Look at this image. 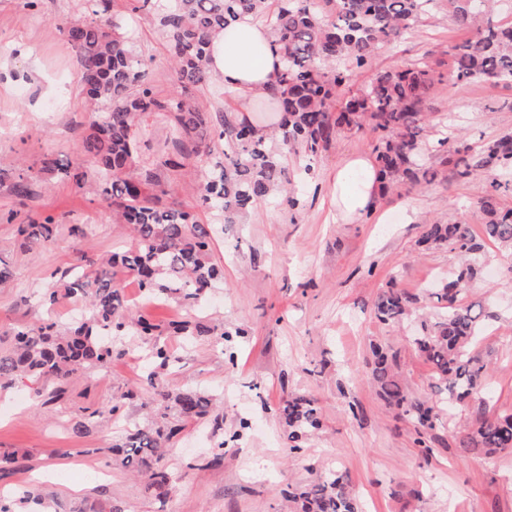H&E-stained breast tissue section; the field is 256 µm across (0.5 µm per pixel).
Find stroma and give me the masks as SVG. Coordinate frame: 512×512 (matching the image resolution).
I'll return each mask as SVG.
<instances>
[{
  "instance_id": "obj_1",
  "label": "stroma",
  "mask_w": 512,
  "mask_h": 512,
  "mask_svg": "<svg viewBox=\"0 0 512 512\" xmlns=\"http://www.w3.org/2000/svg\"><path fill=\"white\" fill-rule=\"evenodd\" d=\"M110 13L128 24L130 46L145 60L157 95L174 93L178 74L158 17L129 15L127 0H110ZM86 16V0H37L32 7L0 0V213L50 216L58 226L50 246L34 248L15 224L0 223V259L8 270L0 281L2 351L14 327H35L46 318L40 299L74 266L78 252L102 255L132 242L108 203L91 200L86 186L68 176L80 163L75 146L89 134L92 112L61 27ZM465 37L440 14L378 50L367 68L352 74L349 87L360 88L378 69L427 65L439 76L428 94V141H452L462 132L480 151L512 133V88L448 81L453 48ZM169 136L167 113H148L138 136L141 163L169 150ZM373 137L368 126L338 137L309 173L301 157L288 155L296 205L265 201L241 223L216 231L213 255L224 276L196 310L171 301L148 308L162 324L199 319L226 332L222 341L167 339L176 360L162 372L160 386L222 395L224 414L220 435L179 418L182 431L160 462L175 481L172 494L157 499L112 450L126 424L147 423L150 411L134 400L126 402L122 422L103 413L129 389L150 388L140 359L148 344L136 337L126 338L123 355L105 368L83 372L62 401H43L53 387L49 380L0 387V450L16 457L0 469V494L37 495L38 512H90L99 503L123 512H293L284 489L332 469L348 477L359 512H512V452L468 455L458 444L463 427L484 412L512 409V274L506 271L512 254L486 243L487 263L467 294L485 313L486 328L474 346L489 366L484 401L442 411L421 438L377 398L370 370L371 344L386 346L399 357L409 395L432 397V368L410 342V327L378 322L373 301L392 286L418 297L419 311H426L429 290L458 257L446 247H419L423 226L464 221L480 230L488 182H452L443 174L434 184L376 199L357 221L337 220L336 168L369 153ZM47 159L56 161L57 171L42 173ZM207 163L195 157L183 170L160 169L158 177L164 204H180L209 225L218 217L200 209L192 188ZM22 164L37 173L24 200L15 192ZM74 224L88 225V236L72 237ZM293 393L314 396L322 413L320 429L297 453L288 450L278 412ZM221 438L223 463L191 468Z\"/></svg>"
}]
</instances>
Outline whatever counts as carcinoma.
Here are the masks:
<instances>
[{
    "mask_svg": "<svg viewBox=\"0 0 512 512\" xmlns=\"http://www.w3.org/2000/svg\"><path fill=\"white\" fill-rule=\"evenodd\" d=\"M134 15L153 14L167 39L181 90L167 98L157 96L147 79L146 64L134 55L120 22L107 17L109 0H89L90 18L64 26L76 48L80 81L94 104L90 133L78 146L82 162L105 183L106 199L119 219L131 226L129 248L104 259L80 254L79 264L44 294L43 304L53 309L62 298L88 302L87 317L62 331L48 318L37 327L17 326L11 346L0 352V384L22 379H52L48 401L57 402L67 386L89 367L112 361L106 336L132 332L150 343L146 354L147 379L153 381L174 356L164 336H224V331L190 320L162 327L143 314H135L123 292V280L136 278L150 299L166 298L186 309L199 306L204 292L221 278L212 260L213 233L189 212L175 206L160 207L165 189L153 168L137 167L138 126L148 112L171 115L172 142L181 157L200 152L211 157L201 171L202 203L221 213L226 224H238L260 201L278 199L295 204L294 189L285 158L298 154L306 169L327 150L337 136L358 131L369 123L377 132L370 147L382 192L395 184L412 188L432 184L439 171L423 160L425 129L429 126L427 92L435 75L424 66L388 68L372 75L355 93L345 92L353 70L364 67L380 47L413 31L441 10L456 26L470 33L454 47L453 81L483 80L512 87V21L499 15L498 0H130ZM241 14H251L271 29L281 53L272 90L280 121L261 133L251 123L224 120L211 124L200 103L183 91L206 85L213 36ZM224 142L213 155L211 140ZM440 164L457 180L492 178L493 192L480 201L484 215L482 235L465 222L425 225L419 245L449 246L461 265L448 280L429 293L433 313L420 321L412 343L433 368L437 393L446 401L463 403L480 396L487 365L472 346L484 329L482 312L464 302L472 281L484 266L485 241L512 251V207L498 199L512 188V133L471 153L459 139L452 151L443 150ZM57 225L46 218L17 225L26 244L42 247L52 242ZM413 299L389 288L379 293L373 309L383 324H399L410 314ZM371 375L377 396L396 408L416 428L417 443L433 429L438 402L416 400L406 391L397 354L373 346ZM130 391L105 408L111 418H123ZM153 402L173 408L185 418L209 421L213 430L223 426L224 415L214 413L213 399L193 390L170 392L154 388ZM96 410L91 416L103 413ZM289 450L300 448L305 434L322 425L321 408L311 395H292L280 408ZM177 429L166 414L147 426L125 429L114 445L124 467L146 479L157 498L174 489L158 466L160 451L170 445ZM460 447L471 454L493 456L512 451V412L484 416L462 430ZM299 512H358L346 477L326 471L303 490L283 491Z\"/></svg>",
    "mask_w": 512,
    "mask_h": 512,
    "instance_id": "carcinoma-1",
    "label": "carcinoma"
}]
</instances>
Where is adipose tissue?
Returning a JSON list of instances; mask_svg holds the SVG:
<instances>
[{
  "instance_id": "adipose-tissue-1",
  "label": "adipose tissue",
  "mask_w": 512,
  "mask_h": 512,
  "mask_svg": "<svg viewBox=\"0 0 512 512\" xmlns=\"http://www.w3.org/2000/svg\"><path fill=\"white\" fill-rule=\"evenodd\" d=\"M281 66V55L270 29L252 15L240 16L230 33L217 35L211 46L210 67L224 85L250 105L272 96L271 77ZM358 182H350L351 174ZM336 208L346 220L361 218L371 208L378 183L371 158L348 160L336 173Z\"/></svg>"
}]
</instances>
